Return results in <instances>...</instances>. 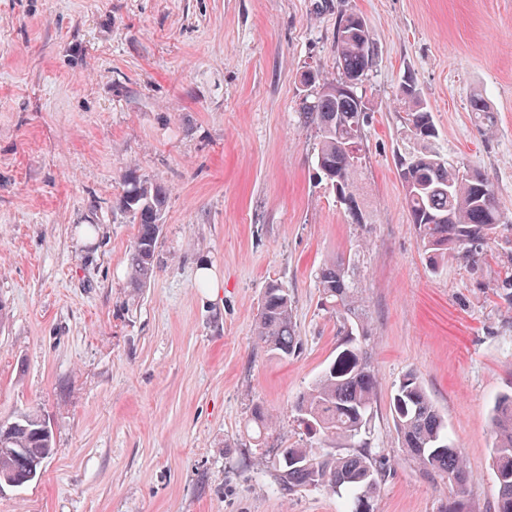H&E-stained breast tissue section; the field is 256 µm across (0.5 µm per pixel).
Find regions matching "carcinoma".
<instances>
[{
  "label": "carcinoma",
  "instance_id": "carcinoma-1",
  "mask_svg": "<svg viewBox=\"0 0 512 512\" xmlns=\"http://www.w3.org/2000/svg\"><path fill=\"white\" fill-rule=\"evenodd\" d=\"M339 21L336 32L337 77L319 78L307 70L301 75L299 111L316 131V167L330 184L352 223L366 225L364 150L367 106L363 90H339L347 83H363L371 71L374 44L366 21ZM401 95L408 103L403 116V134L411 143L408 152L395 159L402 182L405 205L420 244L430 263L448 255L475 259L483 245L505 224L504 212L487 177L444 154L436 143L431 112L424 107L415 83L407 79ZM475 124L494 126L492 109L480 95L470 102ZM166 191L146 180L131 178L120 198V208L138 225L127 263L133 288H142L158 264L157 225L161 223ZM366 244L325 263L316 274L323 306L336 318L342 350L295 402L297 422L309 434L306 443L272 449L271 466L280 490L292 494L308 487H321L345 501L347 512H374L386 468L372 453L370 434L378 378L372 367L371 329L365 301L356 285L359 258ZM258 344L286 358L300 344L288 287L268 282L261 298L255 325ZM401 447L432 479H441L452 489L440 512H472L468 485L471 474L459 446L448 439L445 421L414 371L405 373L396 386L390 405ZM39 417L16 420L13 442L0 449V474L17 466L10 452L23 449L37 464L52 453V439L32 432ZM263 445L262 433L273 418L260 406L248 420ZM492 466L497 480L494 512H512V394L496 401L493 415Z\"/></svg>",
  "mask_w": 512,
  "mask_h": 512
}]
</instances>
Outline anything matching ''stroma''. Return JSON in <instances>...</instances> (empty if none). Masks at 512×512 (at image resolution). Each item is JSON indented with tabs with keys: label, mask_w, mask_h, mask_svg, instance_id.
<instances>
[{
	"label": "stroma",
	"mask_w": 512,
	"mask_h": 512,
	"mask_svg": "<svg viewBox=\"0 0 512 512\" xmlns=\"http://www.w3.org/2000/svg\"><path fill=\"white\" fill-rule=\"evenodd\" d=\"M349 13L375 42L365 226L319 181L298 110L301 74L335 73ZM408 78L508 220L479 260L430 265L409 222L394 163ZM132 176L167 193L138 292L118 207ZM364 239L371 442L390 470L375 510L439 512L449 495L390 411L413 370L464 452L474 512H493L490 416L512 393V0H0V422L35 413L53 437L35 478L0 486V512H338L323 488L278 491L267 451L302 442L294 401L339 351L315 275ZM273 279L301 338L285 359L254 336ZM257 406L274 417L261 449Z\"/></svg>",
	"instance_id": "35a3bbf8"
}]
</instances>
